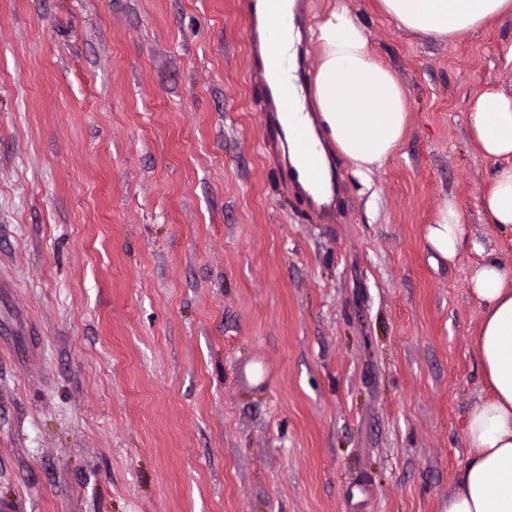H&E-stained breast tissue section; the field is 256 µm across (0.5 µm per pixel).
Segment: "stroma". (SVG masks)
I'll list each match as a JSON object with an SVG mask.
<instances>
[{
  "instance_id": "stroma-1",
  "label": "stroma",
  "mask_w": 512,
  "mask_h": 512,
  "mask_svg": "<svg viewBox=\"0 0 512 512\" xmlns=\"http://www.w3.org/2000/svg\"><path fill=\"white\" fill-rule=\"evenodd\" d=\"M251 0H0V512H443L485 395L474 98L512 16L455 42L345 6L407 93L364 186L310 210L263 141ZM426 238L431 249L443 260L454 261L466 248L479 254L484 252L482 244L470 235L463 214L452 198L438 210L434 223L428 227Z\"/></svg>"
}]
</instances>
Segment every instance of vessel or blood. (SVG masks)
<instances>
[{
    "label": "vessel or blood",
    "instance_id": "b4317fda",
    "mask_svg": "<svg viewBox=\"0 0 512 512\" xmlns=\"http://www.w3.org/2000/svg\"><path fill=\"white\" fill-rule=\"evenodd\" d=\"M262 26L253 30L255 45L252 59L267 94L266 124L276 129L281 140L294 148L295 157L288 163L291 181L304 183L307 203L322 212H331L335 205L333 189L327 184L317 146L298 117L299 98L287 76L299 63L289 48V18L280 0H262Z\"/></svg>",
    "mask_w": 512,
    "mask_h": 512
}]
</instances>
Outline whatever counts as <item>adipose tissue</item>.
Listing matches in <instances>:
<instances>
[{"label": "adipose tissue", "instance_id": "1", "mask_svg": "<svg viewBox=\"0 0 512 512\" xmlns=\"http://www.w3.org/2000/svg\"><path fill=\"white\" fill-rule=\"evenodd\" d=\"M400 29L456 40L511 13L512 0H380ZM320 49L314 72V113H302L309 131H322L353 172L369 178L400 144L407 119L404 87L371 51L350 12L337 7L311 28ZM484 156L496 165L484 207L491 223L512 230V96L488 91L469 112ZM427 242L452 261L464 249L482 252L455 200L439 209ZM470 291L482 309L474 347L490 386L465 422L467 461L444 512H512V266L488 257L476 265Z\"/></svg>", "mask_w": 512, "mask_h": 512}]
</instances>
